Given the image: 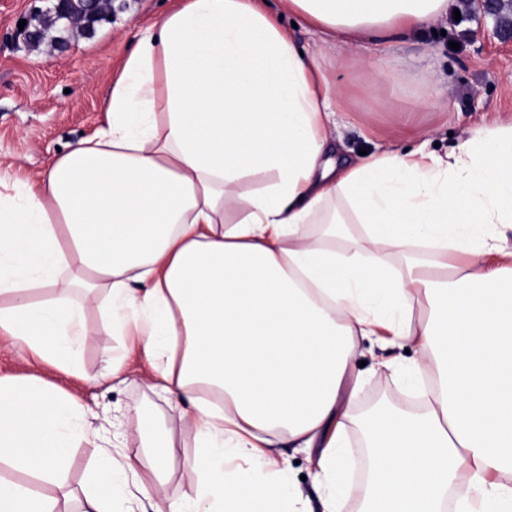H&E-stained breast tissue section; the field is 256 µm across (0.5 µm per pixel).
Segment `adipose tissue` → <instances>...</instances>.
<instances>
[{
	"instance_id": "obj_1",
	"label": "adipose tissue",
	"mask_w": 512,
	"mask_h": 512,
	"mask_svg": "<svg viewBox=\"0 0 512 512\" xmlns=\"http://www.w3.org/2000/svg\"><path fill=\"white\" fill-rule=\"evenodd\" d=\"M281 5L316 48L259 0H176L113 80L107 128L0 192V334L64 371L98 334L136 337L194 435V496L155 488L174 428L143 460L74 395L0 378V512H56L35 484L63 486L84 443L82 512H286L284 437L319 449L323 512H342L355 340L372 336L414 344L405 380L431 387L423 411L360 416L362 512H446L464 481L455 512H512V484L484 480L512 474V116L444 155L335 153L326 49L381 52L449 0ZM265 2L266 4L264 5V8L268 13L278 18L279 16H282V19H279V22L284 28L293 32L298 48L307 49L313 44L315 35L297 18L292 15H288V12L282 11L279 0H266ZM292 22L297 24V28L292 27Z\"/></svg>"
}]
</instances>
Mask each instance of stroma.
<instances>
[{
    "label": "stroma",
    "mask_w": 512,
    "mask_h": 512,
    "mask_svg": "<svg viewBox=\"0 0 512 512\" xmlns=\"http://www.w3.org/2000/svg\"><path fill=\"white\" fill-rule=\"evenodd\" d=\"M501 2L500 9L489 10L479 0H454L459 17H445L434 29L388 41L386 54L393 61L388 77L403 85L397 94L385 85L370 87L367 74L377 60L371 50L351 55L340 47L329 53L328 76L345 91L336 118L347 154L371 153L382 144L413 150L420 144L421 130L430 131L443 154L466 130L498 115H512V0ZM172 6L173 0H112L111 14L89 32L63 26L58 30L61 43L35 47L16 39L14 31L20 20L50 12L52 0H0V181L36 175L59 151L107 123L112 80L134 48L138 31ZM425 52L443 78L436 99L428 94L427 73L416 67ZM121 350V337L95 336L83 352L80 374L72 375L38 362L0 335V377L41 376L91 407L96 427L104 416L138 408L140 416L126 421L122 441L130 454L142 456L150 439L168 426L170 411L147 387L150 368L138 354L125 361L124 383H97L108 360ZM356 351L361 399L378 391L407 393L398 372L377 367L381 360L409 361L403 348L384 349L361 339ZM176 438L180 446L168 487L188 497L193 493L189 465L194 436L180 426ZM280 447L290 461V484L301 492L310 512H321L313 465L317 449L298 450L285 441Z\"/></svg>",
    "instance_id": "35a3bbf8"
}]
</instances>
